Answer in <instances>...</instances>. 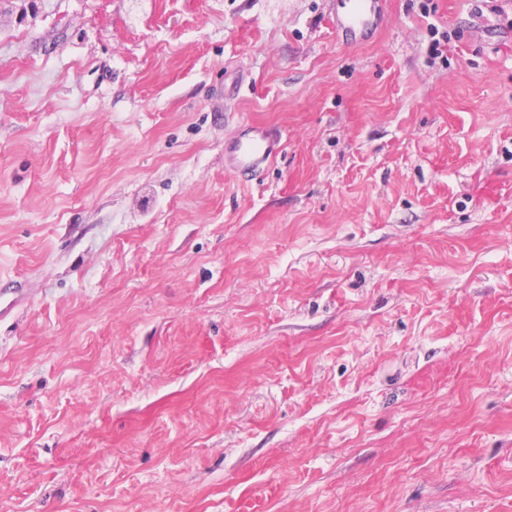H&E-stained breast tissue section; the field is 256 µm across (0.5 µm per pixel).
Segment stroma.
I'll list each match as a JSON object with an SVG mask.
<instances>
[{
    "instance_id": "35a3bbf8",
    "label": "stroma",
    "mask_w": 512,
    "mask_h": 512,
    "mask_svg": "<svg viewBox=\"0 0 512 512\" xmlns=\"http://www.w3.org/2000/svg\"><path fill=\"white\" fill-rule=\"evenodd\" d=\"M343 2L0 0V512H512V7ZM344 12L329 18L328 24L336 40L345 45L369 42L385 17L386 0H348ZM274 154L275 143L262 126H247L224 140L226 169L238 178L255 176Z\"/></svg>"
}]
</instances>
